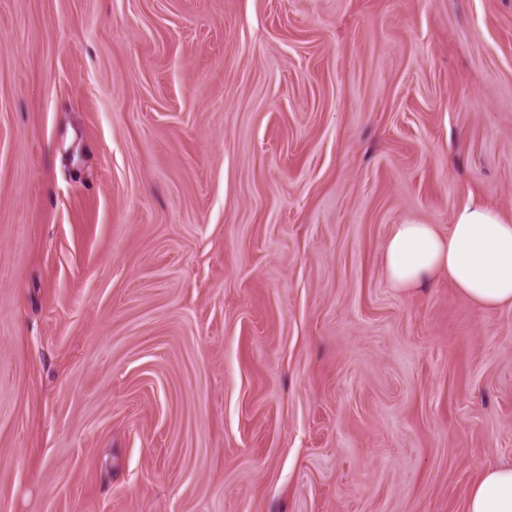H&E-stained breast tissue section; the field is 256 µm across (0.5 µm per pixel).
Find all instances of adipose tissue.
I'll list each match as a JSON object with an SVG mask.
<instances>
[{
    "label": "adipose tissue",
    "instance_id": "obj_1",
    "mask_svg": "<svg viewBox=\"0 0 512 512\" xmlns=\"http://www.w3.org/2000/svg\"><path fill=\"white\" fill-rule=\"evenodd\" d=\"M384 262L394 287L416 288L444 274L483 309L512 307V222L480 202L457 208L445 235L431 224L394 225ZM465 512H512V463L485 471L472 484Z\"/></svg>",
    "mask_w": 512,
    "mask_h": 512
}]
</instances>
